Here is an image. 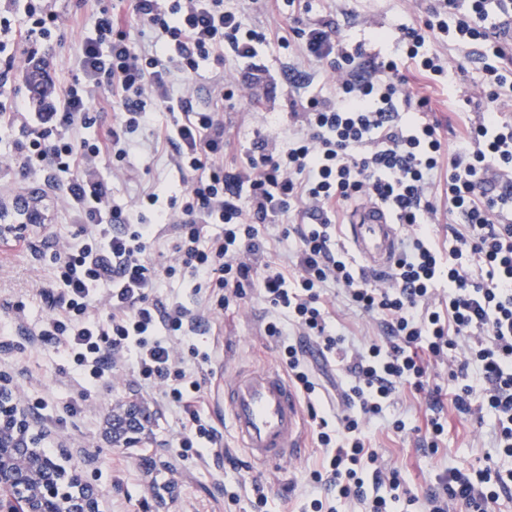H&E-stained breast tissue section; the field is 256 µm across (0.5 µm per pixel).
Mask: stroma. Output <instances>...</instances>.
Wrapping results in <instances>:
<instances>
[{"label":"stroma","mask_w":512,"mask_h":512,"mask_svg":"<svg viewBox=\"0 0 512 512\" xmlns=\"http://www.w3.org/2000/svg\"><path fill=\"white\" fill-rule=\"evenodd\" d=\"M434 3L307 0L308 10L302 18L308 23L334 20L341 39L352 46L363 45L366 57L398 60L404 49L394 37L396 28L424 20ZM51 5L61 36L33 38L30 49L52 60L50 78L60 89L77 73L82 33L74 21L76 0H52ZM224 5L240 10L248 26L269 33V43L260 49L268 69L266 82L257 88L242 82L238 63L228 51L223 64H201L192 75L195 100L202 104L209 101L215 79L223 78L235 92L224 104L226 138L246 145L262 136L277 150H286L300 132L289 122V112L301 109L312 97L335 99L336 76L326 64L308 59L300 43L281 46V38H290L294 25L285 0H268L262 7L251 0H224ZM427 49L447 60L456 83L455 89L429 92L435 116L442 123L443 141L450 144L463 128L465 113L475 110L474 105L455 100V90L478 81L479 65L441 38L428 40ZM149 139V133H138L137 146L121 166L109 162L100 166L112 184L114 202L122 207H132L145 193L158 192L157 207L144 210L148 217L155 208H169L172 199L181 196L192 180L174 165L169 152L151 150ZM24 185L25 195L38 196L45 223L25 245L0 254V370H6L19 394L33 403L32 432L44 433V445L56 448L57 458L66 467L83 464L93 472L101 512H259L253 506L252 481L256 478L265 480L269 487L268 503L260 512H279L285 503L292 512H301L305 494L313 486L310 473L324 456L315 436H308L305 453L293 462L266 468L246 462L236 470L224 465L225 447L237 445L224 417L225 376L280 364L276 338L260 330L268 312L256 295H248L226 309L218 305L216 290H194L179 273L161 277L155 291L159 300L176 299L205 315L199 334L179 346L178 356L190 362L195 352L209 355L199 376L207 403L204 414L218 431L219 445L207 460L179 455L176 430L180 419L163 407L152 426L153 447H109L106 427L113 404L144 395L132 367H124L109 384L92 391L80 412H71L78 399L82 369L66 358L62 347L34 345L27 332L39 328L49 315L51 308L42 290L52 285L57 261L67 248L83 240L86 227L72 223L60 203L43 197L39 185ZM330 309L333 326L356 346L381 340L383 333L376 323L346 306L343 298L331 301ZM423 414V406L402 393L387 408L384 419L374 421L366 431L388 466L399 470L404 487L420 498L446 469L483 465L493 427L492 418L480 421L472 414L449 411L448 432L437 448L431 449L413 431ZM395 419L406 424L398 434L388 427Z\"/></svg>","instance_id":"stroma-1"}]
</instances>
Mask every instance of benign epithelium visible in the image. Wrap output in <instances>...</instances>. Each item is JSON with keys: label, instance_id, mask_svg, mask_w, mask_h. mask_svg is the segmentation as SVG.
Wrapping results in <instances>:
<instances>
[{"label": "benign epithelium", "instance_id": "7a95c632", "mask_svg": "<svg viewBox=\"0 0 512 512\" xmlns=\"http://www.w3.org/2000/svg\"><path fill=\"white\" fill-rule=\"evenodd\" d=\"M35 224H0V244L23 239ZM155 409L144 401L112 406L114 448H141L151 442ZM31 410L0 372V508L6 512H100L99 494L86 473L77 468L68 478L37 447L30 434Z\"/></svg>", "mask_w": 512, "mask_h": 512}]
</instances>
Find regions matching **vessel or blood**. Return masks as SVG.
<instances>
[{
	"mask_svg": "<svg viewBox=\"0 0 512 512\" xmlns=\"http://www.w3.org/2000/svg\"><path fill=\"white\" fill-rule=\"evenodd\" d=\"M401 227L382 205L353 209L347 242L366 272L389 271L399 247ZM224 409L250 461L260 467L298 459L304 450L306 412L300 398L274 367L239 371L224 381Z\"/></svg>",
	"mask_w": 512,
	"mask_h": 512,
	"instance_id": "1",
	"label": "vessel or blood"
}]
</instances>
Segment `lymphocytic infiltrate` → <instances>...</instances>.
Masks as SVG:
<instances>
[{
  "label": "lymphocytic infiltrate",
  "instance_id": "f902f5d3",
  "mask_svg": "<svg viewBox=\"0 0 512 512\" xmlns=\"http://www.w3.org/2000/svg\"><path fill=\"white\" fill-rule=\"evenodd\" d=\"M77 7L92 13L79 77L36 112L0 102V127L18 133L24 179L63 199L74 223L87 227L85 241L59 261L61 291L39 331L42 340L64 344L91 388L105 384L119 363L134 365L146 386H160L165 407L184 414L182 452L202 459L217 431L203 415L199 381L173 363L174 344L196 335L202 319L180 303L154 299L158 275L180 272L196 288L221 289L227 306L256 293L272 315L264 333L280 338V362L297 392L307 400L317 396L308 363L315 354L334 358L346 383L335 423L323 418L314 428L326 450L312 473L316 484L336 489L360 512H393L401 501L420 512H451L456 505L489 512L500 498L512 499V469L496 459L477 469L448 468L425 498L409 495L365 432L406 391L425 404L424 439L437 447L448 421L431 369L451 361L450 375L459 382L453 403L468 414L477 391L466 379L475 364L498 457L512 458V123L502 118L512 92V0H438L423 22L399 27L406 47L401 65L384 58L360 66L362 47L344 46L333 22L296 29L306 55L336 72V98L308 101L293 113L302 133L281 153L262 138L244 147L226 140L223 85L204 107L189 86L201 63H223L228 49L244 79L266 75L259 49L267 34L247 27L240 11L225 8L224 0H170L164 9L158 0H78ZM24 13L26 23L17 28L0 17V53L56 32L48 0H25ZM134 19L154 33L151 47L132 38ZM437 35L491 59L477 84L482 110L452 151L438 122L409 113L414 106L430 111L431 99L410 86L407 69L428 87L450 77L447 62L426 49ZM177 81L183 88L176 95ZM151 99L170 112L169 125L153 126ZM105 105L121 109L109 124L100 119ZM145 129L171 148L177 168L194 175L179 221L160 212L154 223L132 222L128 210L113 205L99 171L102 161L125 160L134 134ZM438 179L440 197L432 193ZM362 200L387 207L406 230L380 282L355 269L339 242L350 206ZM296 207L307 221L285 230L296 240L293 264L267 260L270 224ZM442 208L456 219L448 227L454 256L448 264L432 230ZM166 223L173 244L159 270L150 251L157 225ZM210 224L222 225V234L204 238ZM474 263L480 276L470 271ZM441 282L447 294H439ZM331 288L370 315L384 340L358 348L330 330L324 296ZM291 326L299 340L287 339Z\"/></svg>",
  "mask_w": 512,
  "mask_h": 512
}]
</instances>
